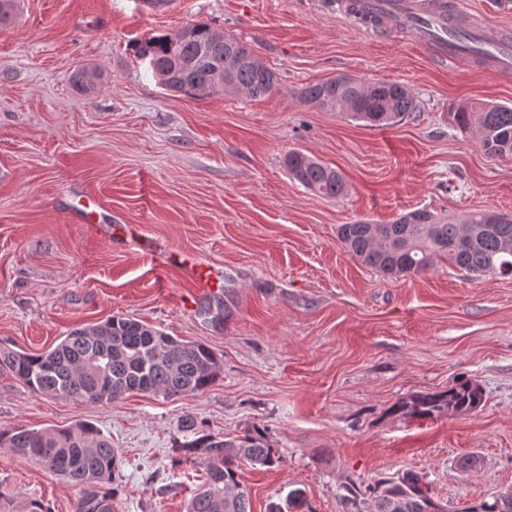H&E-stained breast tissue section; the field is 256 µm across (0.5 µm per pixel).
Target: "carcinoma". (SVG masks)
Listing matches in <instances>:
<instances>
[{"instance_id": "1", "label": "carcinoma", "mask_w": 512, "mask_h": 512, "mask_svg": "<svg viewBox=\"0 0 512 512\" xmlns=\"http://www.w3.org/2000/svg\"><path fill=\"white\" fill-rule=\"evenodd\" d=\"M131 49L171 93L205 97L231 84L256 98L270 95L279 82L277 72L249 43L205 22L144 37ZM102 78L101 71L85 67L70 76L84 94L95 92ZM300 98L375 128L389 127L418 108L410 88L402 83H365L344 75L308 85ZM448 121L461 131H476L488 158H512V107L461 102L450 109ZM285 165L294 181L317 196L337 198L346 191L341 172L300 150L288 152ZM337 235L355 262L388 280L425 272L439 260L472 275L503 277L512 269V216L490 210H471L449 220L424 207L386 223L358 219L342 224ZM0 371L11 373L37 394L99 404L116 403L132 393L166 399L202 394L218 379L221 359L203 344L181 341L133 317H113L72 329L40 354L0 348ZM482 402L481 388L461 380L443 392L412 393L390 410L426 420L450 409L465 415ZM2 446L79 488L77 512H112L110 485L121 460L111 440L93 424L0 429ZM186 452L204 471V481L193 490L186 512H252L251 491L240 479L242 465L270 469L281 462L257 428L234 440L202 434ZM345 491L341 512H445L426 476L416 471L381 478L363 490L352 482ZM0 512L53 510L41 500L20 507L15 499L0 496ZM268 512L311 510L305 491L296 488L284 503L270 505ZM484 512H512V490L485 502Z\"/></svg>"}]
</instances>
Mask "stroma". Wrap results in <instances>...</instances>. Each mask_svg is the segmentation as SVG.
I'll return each mask as SVG.
<instances>
[{
	"mask_svg": "<svg viewBox=\"0 0 512 512\" xmlns=\"http://www.w3.org/2000/svg\"><path fill=\"white\" fill-rule=\"evenodd\" d=\"M321 0H21L0 28V347L40 353L73 328L133 316L201 343L223 370L206 392L132 394L89 405L33 393L0 372V429L89 422L121 455L114 512H185L199 468L174 466L187 421L227 439L257 428L279 467H244L253 512L304 489L314 512H340L347 482L416 471L449 512L512 489V277L448 262L398 281L356 263L337 237L358 218L428 208L512 215V158H486L450 104L512 106V78L440 67L408 36L379 42ZM207 22L249 41L279 75L253 99L216 89L168 94L131 44ZM100 68L94 95L70 74ZM348 75L400 82L419 112L374 128L301 101L307 85ZM300 150L343 173L321 198L290 179ZM100 218L82 220L85 203ZM135 230L209 261L223 277L199 293L181 270L159 275L126 241ZM194 301L184 310L185 298ZM231 301L228 320L209 307ZM477 382L467 415L411 420L397 400ZM478 454L464 472L459 460ZM0 494L75 512L78 491L0 448Z\"/></svg>",
	"mask_w": 512,
	"mask_h": 512,
	"instance_id": "obj_1",
	"label": "stroma"
}]
</instances>
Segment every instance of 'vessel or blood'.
Here are the masks:
<instances>
[{"mask_svg":"<svg viewBox=\"0 0 512 512\" xmlns=\"http://www.w3.org/2000/svg\"><path fill=\"white\" fill-rule=\"evenodd\" d=\"M329 7L374 38L408 34L438 62H468L496 78L512 75V34L491 33L463 0H331ZM136 243L159 265L181 269L199 291L211 290L217 276L214 266L146 238Z\"/></svg>","mask_w":512,"mask_h":512,"instance_id":"vessel-or-blood-1","label":"vessel or blood"}]
</instances>
